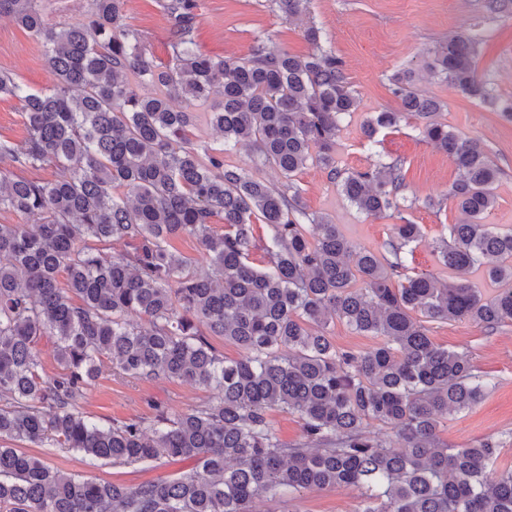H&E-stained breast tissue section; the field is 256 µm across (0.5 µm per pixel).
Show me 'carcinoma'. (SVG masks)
<instances>
[{"mask_svg": "<svg viewBox=\"0 0 512 512\" xmlns=\"http://www.w3.org/2000/svg\"><path fill=\"white\" fill-rule=\"evenodd\" d=\"M308 2L274 0L287 19ZM163 7L171 59L155 65L124 0H93L87 19L57 27L39 0H0V15L42 42L56 76L53 88L30 92L0 71V98L20 102L28 131L20 148L0 142V209L30 220L0 224V512H250L256 498L342 485L361 490L358 512H512V469L497 468L503 441L450 448L439 436L443 420L478 406L492 383L468 353L435 345L423 324L468 320L491 333L512 321V230L481 223L500 175L488 150L438 120L443 104L412 89V72L390 76L399 109L366 120L365 137L422 121L461 171L449 197L466 216L434 246L462 278L407 276L403 250L422 237L420 225H394L383 261L308 212L291 182L315 164L369 216L403 200L401 161L364 172L337 165L356 98L321 30L304 29L313 47L304 58L259 40L250 57L224 59L195 50V0ZM480 43L452 37L430 68L512 118V103L501 105L478 73ZM131 73L155 92L138 93ZM179 98L214 101L224 141L253 146L292 194L224 167L222 149L200 161L187 139L193 113L171 106ZM17 164L60 174L18 178ZM257 222L271 229L263 269L251 261ZM179 236L199 242L207 274L170 249ZM114 240L133 250L106 253ZM487 258L500 284L489 297L463 278ZM338 320L382 343L337 348L328 328ZM45 336L60 366L51 377L38 354ZM211 336L240 357L225 358ZM106 359L129 378L188 382L213 397L179 413L157 407L151 419L97 423L82 403ZM272 410L297 416L303 441L281 442ZM370 422L385 434L367 435ZM4 441L78 452L92 466L193 458L196 467L126 485L66 474Z\"/></svg>", "mask_w": 512, "mask_h": 512, "instance_id": "carcinoma-1", "label": "carcinoma"}]
</instances>
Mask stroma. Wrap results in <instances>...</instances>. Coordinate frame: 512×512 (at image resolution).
<instances>
[{"label":"stroma","mask_w":512,"mask_h":512,"mask_svg":"<svg viewBox=\"0 0 512 512\" xmlns=\"http://www.w3.org/2000/svg\"><path fill=\"white\" fill-rule=\"evenodd\" d=\"M480 4L481 0H310L305 18L288 20L273 8L271 0H197L196 41L199 50L209 55L245 58L261 39L303 57L311 51L302 36L304 23L313 22L321 29L323 47L343 60L357 99V108L345 119L337 140L338 165L363 171L381 159L402 160L408 205L401 211L379 217L362 213L340 193L327 170L316 165L285 180L249 147L224 145L210 121V104L193 105L196 118L188 137L199 150L223 147L225 164L241 168L253 178L282 190L295 183L309 212L326 216L350 242L378 257L388 255L393 225H421L423 238L405 257L409 274L454 279V272L439 263L432 246L447 236L449 225L463 219L448 197L459 177L455 164L425 139L416 119L401 121L372 142L364 136L362 126L376 113L397 109L388 78L403 68L413 70L414 90L443 103L441 121L460 136L480 141L500 168L498 204L485 214L484 221L501 230L512 228V121L428 71L435 48L446 38L480 34L485 42L478 71L492 81L501 98H512V6L489 15ZM125 12L148 57L159 64L168 62L170 24L160 0H127ZM0 71L12 73L32 92L55 82L41 41L7 16H0ZM429 328L435 344L468 352L478 370L495 382L494 389L473 410L444 421L441 439L457 446L512 434V323L491 334L469 321L433 322ZM210 397V391L180 381H141L114 374L107 362L83 409L105 423L152 416L157 404L168 412H180ZM22 449L61 471L130 485L185 472L195 465L194 459L187 458L150 465L91 466L72 451L29 443ZM360 501V493L353 487L313 488L280 500H255L251 512H357Z\"/></svg>","instance_id":"35a3bbf8"}]
</instances>
